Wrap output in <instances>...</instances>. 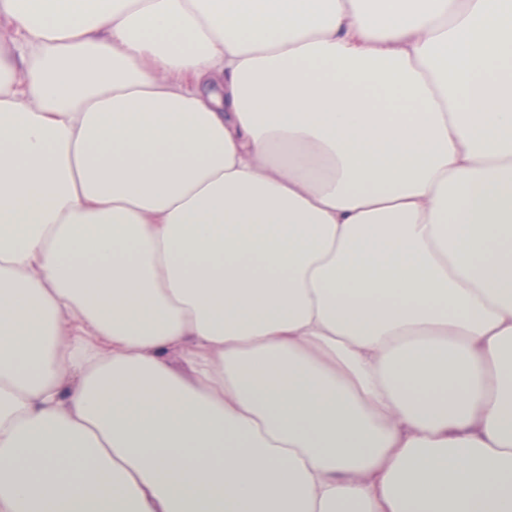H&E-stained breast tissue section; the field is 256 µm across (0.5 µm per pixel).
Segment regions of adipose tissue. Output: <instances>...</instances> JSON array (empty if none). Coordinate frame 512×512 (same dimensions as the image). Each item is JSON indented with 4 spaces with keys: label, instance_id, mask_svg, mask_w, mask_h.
I'll use <instances>...</instances> for the list:
<instances>
[{
    "label": "adipose tissue",
    "instance_id": "adipose-tissue-1",
    "mask_svg": "<svg viewBox=\"0 0 512 512\" xmlns=\"http://www.w3.org/2000/svg\"><path fill=\"white\" fill-rule=\"evenodd\" d=\"M0 512H512V0H0Z\"/></svg>",
    "mask_w": 512,
    "mask_h": 512
}]
</instances>
